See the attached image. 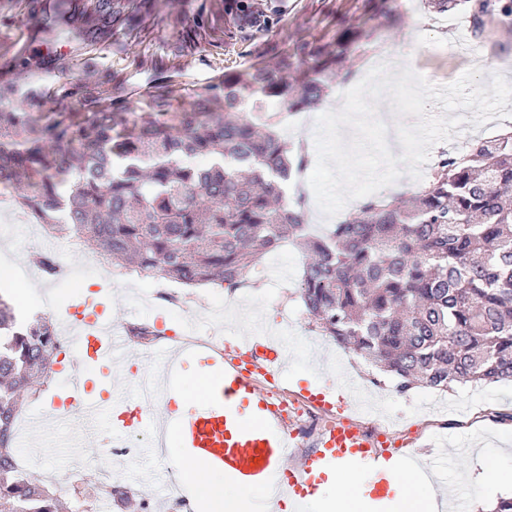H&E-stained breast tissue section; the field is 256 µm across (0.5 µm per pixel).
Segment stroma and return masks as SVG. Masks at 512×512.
I'll list each match as a JSON object with an SVG mask.
<instances>
[{"instance_id": "obj_1", "label": "stroma", "mask_w": 512, "mask_h": 512, "mask_svg": "<svg viewBox=\"0 0 512 512\" xmlns=\"http://www.w3.org/2000/svg\"><path fill=\"white\" fill-rule=\"evenodd\" d=\"M393 6L394 17L372 19L365 0H249L244 13L237 9L235 0H149L142 37L128 36L121 29L114 32L116 38L126 40L125 54L114 55L101 46H84L80 53L95 57L100 67L122 74L126 84L125 130L129 133L148 110L152 66L171 58L175 45L183 47L182 57L174 60L176 77L172 83L173 95L179 99L192 90L223 84L226 75L250 71L270 61L279 50L303 42L334 43L343 19L354 24L368 21L376 28V38L367 53L354 54L349 60L354 72L366 71L384 46L395 45L410 58L413 70L435 85L454 82L477 61L489 65L488 72L477 78L481 85H490L495 73L512 83V26L491 25L477 41L467 22L449 29L448 14L434 11L429 0H393ZM200 18L222 27L220 39L208 44L191 36ZM33 37L31 21L17 14L10 0H0V53L22 48ZM463 115L465 121L452 129L451 139L432 147L423 171H430L432 161L442 153L463 150L475 138L495 136L505 125L504 120L496 119L477 128L471 121L472 110H464ZM53 244L68 263L71 277L82 280L85 287L101 289L118 331L127 332L135 324L158 323L168 332L182 333L181 321L159 298L160 293L172 290L180 295L197 332L205 335L219 324L211 303L223 298L227 312L235 316L232 329L237 333H248L255 325L277 336L291 330L287 345L291 389L303 384L311 391L337 397L346 393L349 384L362 386L354 420L386 429L388 440L398 447V458L429 469L441 467L448 482H462L458 512H489L497 497L512 494L502 476L489 472L481 473L475 482L465 480L472 461L480 455L512 470V394H506L505 383L467 382L445 392L415 388L398 393L393 379L379 374L360 355L312 330L295 288L303 264L297 246L287 242L278 253L266 255L248 272L247 286L231 293L215 284L186 287L142 279L126 270L113 271L111 283L105 284L100 277L84 274L77 256L68 250L66 238H54ZM42 246L23 225L9 223L0 214V278L27 283L39 277V270L29 266L25 257ZM280 256L290 264L278 274L274 265ZM370 378L378 379V386L365 388ZM76 433L70 426L51 427L42 433L37 447L20 451L28 475L55 490L64 506L74 508L75 491L97 493L111 485L133 498L147 499L148 512H172L167 485L173 472L165 459L156 456L151 429H142L136 436L139 455L115 457L108 470L95 464L101 456L96 441L87 446L86 465H73L68 443Z\"/></svg>"}]
</instances>
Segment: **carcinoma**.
<instances>
[{"instance_id":"obj_1","label":"carcinoma","mask_w":512,"mask_h":512,"mask_svg":"<svg viewBox=\"0 0 512 512\" xmlns=\"http://www.w3.org/2000/svg\"><path fill=\"white\" fill-rule=\"evenodd\" d=\"M135 0H16L48 43L102 45L114 54L116 25H141ZM463 12L473 38L512 25V0H434ZM375 29L344 26L336 44L305 43L224 91H196L176 107L166 83L149 91L137 135L126 121L124 79L73 60L45 63L0 54V67H48L54 85L0 83V184L49 232L77 236L112 263L188 286L234 290L245 272L288 240L307 247L297 288L315 329L398 378L397 391L512 379V129L472 140L441 159L411 206L372 195L322 234L305 224V201L284 203V184L309 163L274 129L281 112L320 102L334 78L352 76L348 58ZM62 108L44 112L47 103ZM208 158L204 166L191 162ZM36 263L55 277L57 256ZM0 512H58L50 489L12 466L22 396L59 354L46 321L19 326L0 289Z\"/></svg>"}]
</instances>
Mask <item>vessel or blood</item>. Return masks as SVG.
Segmentation results:
<instances>
[{
	"label": "vessel or blood",
	"instance_id": "1",
	"mask_svg": "<svg viewBox=\"0 0 512 512\" xmlns=\"http://www.w3.org/2000/svg\"><path fill=\"white\" fill-rule=\"evenodd\" d=\"M76 331L71 338L73 371L62 399H51L44 410L28 420L29 435H38L51 422L106 424L111 445L126 447L133 434L155 425L159 410L172 395L171 387L149 372L137 375L143 401L125 403L107 412L106 402L116 388L114 372H129L132 359L122 336L112 328L111 316L100 309L72 310ZM254 337L232 336L212 346L194 347L205 366L214 373L212 387L175 433L179 454L250 487L288 492L298 507H305L314 475L351 465L374 473V496L390 497L389 482L379 464L388 441L362 431L339 417L323 435L318 449L301 466L288 467L291 449L301 447L302 437L288 423V404L272 395L268 385L284 381L288 371L279 340L269 337L261 345L263 358H254Z\"/></svg>",
	"mask_w": 512,
	"mask_h": 512
}]
</instances>
